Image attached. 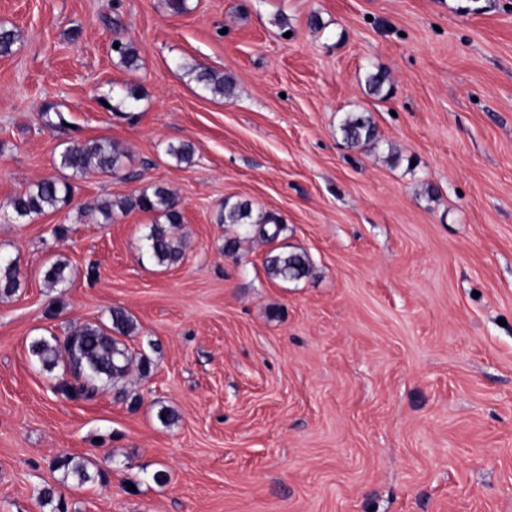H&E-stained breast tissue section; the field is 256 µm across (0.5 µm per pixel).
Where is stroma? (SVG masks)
Here are the masks:
<instances>
[{
    "instance_id": "1",
    "label": "stroma",
    "mask_w": 512,
    "mask_h": 512,
    "mask_svg": "<svg viewBox=\"0 0 512 512\" xmlns=\"http://www.w3.org/2000/svg\"><path fill=\"white\" fill-rule=\"evenodd\" d=\"M191 5L0 0L19 34L0 56V254L21 279L0 294V512H52L41 489L68 512H512V0ZM195 65L232 93L201 94ZM127 83L128 117L104 105ZM351 112L372 141L346 142ZM97 138L124 150L118 175L12 218L64 144ZM182 142L192 164L166 153ZM157 186L183 213L169 267L145 251L154 213L85 215ZM237 201L277 237L220 223ZM273 250L310 273L270 278ZM56 260L67 287L43 280ZM115 307L149 372L58 393L65 368L31 342ZM65 456L90 482L64 480Z\"/></svg>"
}]
</instances>
